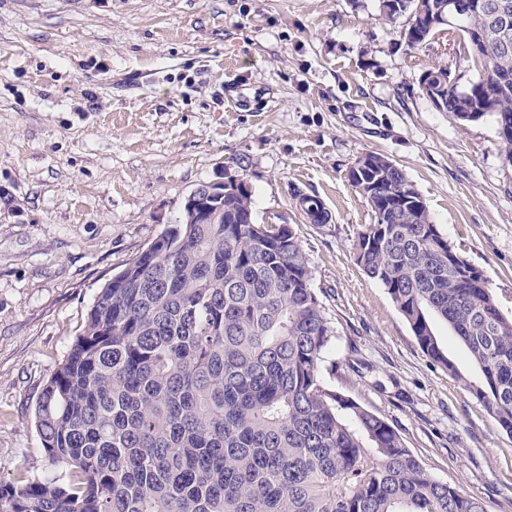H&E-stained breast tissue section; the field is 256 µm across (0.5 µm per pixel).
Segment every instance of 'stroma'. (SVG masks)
Segmentation results:
<instances>
[{"instance_id": "stroma-1", "label": "stroma", "mask_w": 512, "mask_h": 512, "mask_svg": "<svg viewBox=\"0 0 512 512\" xmlns=\"http://www.w3.org/2000/svg\"><path fill=\"white\" fill-rule=\"evenodd\" d=\"M378 0H0V479L53 475L36 399L101 285L178 223L192 190L243 180L256 223L287 224L335 330L327 383L402 434L436 479L512 512V438L423 354L356 263L373 223L349 180L373 152L512 315V165L494 117L437 111L421 73L473 78L447 39L409 48ZM329 214L309 223L299 196Z\"/></svg>"}]
</instances>
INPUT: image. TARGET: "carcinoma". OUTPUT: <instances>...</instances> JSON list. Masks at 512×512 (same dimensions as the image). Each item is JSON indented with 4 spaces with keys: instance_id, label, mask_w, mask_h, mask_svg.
<instances>
[{
    "instance_id": "obj_1",
    "label": "carcinoma",
    "mask_w": 512,
    "mask_h": 512,
    "mask_svg": "<svg viewBox=\"0 0 512 512\" xmlns=\"http://www.w3.org/2000/svg\"><path fill=\"white\" fill-rule=\"evenodd\" d=\"M437 2L379 0V11L405 18L416 48L435 33ZM486 2L460 20L484 38L477 77L450 92L447 66L425 73L443 78L439 111L495 117L512 165V0ZM349 179L375 214L357 264L430 362L461 380L434 320L448 326L480 372L466 386L512 436V317L400 168L368 153ZM298 204L327 223L318 199ZM214 208L217 223L182 214L99 288L34 410L41 450L68 480L0 481V512H487L432 477L388 419L325 382L333 328L290 226L255 223L247 188Z\"/></svg>"
}]
</instances>
